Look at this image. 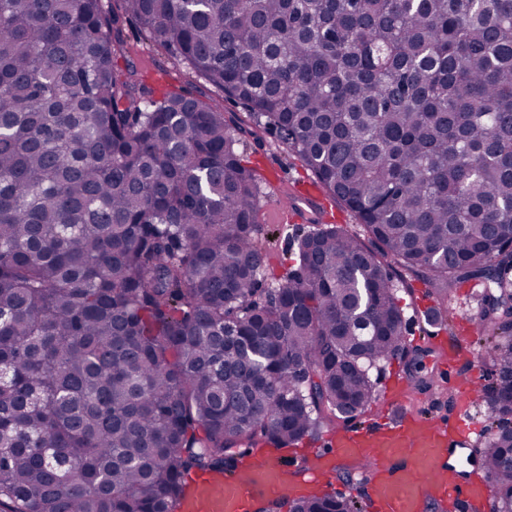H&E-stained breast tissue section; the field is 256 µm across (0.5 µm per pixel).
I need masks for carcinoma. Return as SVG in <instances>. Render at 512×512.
Instances as JSON below:
<instances>
[{
	"label": "carcinoma",
	"instance_id": "carcinoma-1",
	"mask_svg": "<svg viewBox=\"0 0 512 512\" xmlns=\"http://www.w3.org/2000/svg\"><path fill=\"white\" fill-rule=\"evenodd\" d=\"M122 3L0 0V512H176L365 413L408 353L396 266L512 328V0ZM127 17L252 125L120 67ZM258 127L366 234L316 225L265 288ZM485 354L512 413V338ZM481 455L512 512V429Z\"/></svg>",
	"mask_w": 512,
	"mask_h": 512
}]
</instances>
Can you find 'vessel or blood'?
Segmentation results:
<instances>
[{"instance_id":"vessel-or-blood-1","label":"vessel or blood","mask_w":512,"mask_h":512,"mask_svg":"<svg viewBox=\"0 0 512 512\" xmlns=\"http://www.w3.org/2000/svg\"><path fill=\"white\" fill-rule=\"evenodd\" d=\"M316 191H305L298 204L277 211L278 220H302L320 211ZM440 379L450 377L460 356L472 355L468 337L442 343ZM472 387L459 389L455 417H430L407 408L411 396L404 379H394L381 394L371 425L328 432L322 446L299 448L290 462L265 457L258 464L227 475H191L193 499L183 512H252L261 497H298L321 487L336 462L353 460L370 488L372 512H423L429 501L446 504L450 512H480L487 498L484 479L466 477L462 449L470 431Z\"/></svg>"}]
</instances>
